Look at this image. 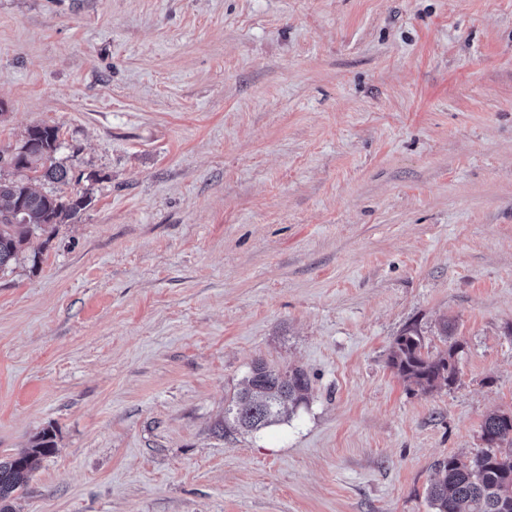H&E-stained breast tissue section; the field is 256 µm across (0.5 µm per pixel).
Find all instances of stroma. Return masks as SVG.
Here are the masks:
<instances>
[{
  "label": "stroma",
  "mask_w": 512,
  "mask_h": 512,
  "mask_svg": "<svg viewBox=\"0 0 512 512\" xmlns=\"http://www.w3.org/2000/svg\"><path fill=\"white\" fill-rule=\"evenodd\" d=\"M35 125L87 204L0 273V459L55 445L14 512H432L512 411V0H0ZM258 361L308 404L217 432ZM423 348L417 326L405 327L394 340L389 360L391 367L404 379L423 389L432 388L440 382L453 385L457 380V345L436 354L424 353Z\"/></svg>",
  "instance_id": "obj_1"
}]
</instances>
